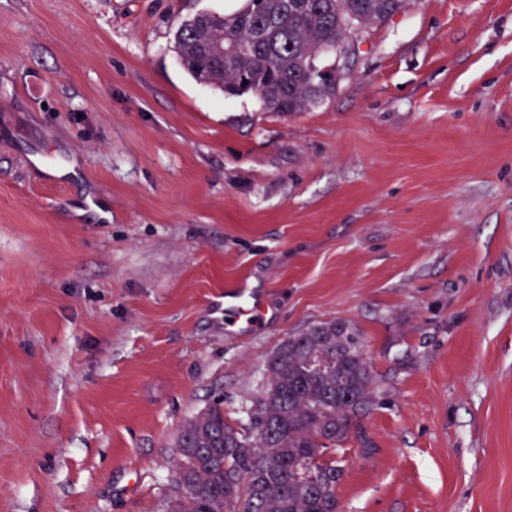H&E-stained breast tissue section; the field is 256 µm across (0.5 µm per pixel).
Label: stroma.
I'll return each instance as SVG.
<instances>
[{"instance_id": "stroma-1", "label": "stroma", "mask_w": 512, "mask_h": 512, "mask_svg": "<svg viewBox=\"0 0 512 512\" xmlns=\"http://www.w3.org/2000/svg\"><path fill=\"white\" fill-rule=\"evenodd\" d=\"M244 4L0 0V512H164L185 423L333 320L342 512H512V0H418L290 114L175 52Z\"/></svg>"}]
</instances>
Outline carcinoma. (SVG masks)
I'll return each mask as SVG.
<instances>
[{
    "instance_id": "carcinoma-1",
    "label": "carcinoma",
    "mask_w": 512,
    "mask_h": 512,
    "mask_svg": "<svg viewBox=\"0 0 512 512\" xmlns=\"http://www.w3.org/2000/svg\"><path fill=\"white\" fill-rule=\"evenodd\" d=\"M412 0H246L225 22L201 12L175 31V50L199 83L256 92L268 112H304L336 90V70L318 57L354 27L407 10ZM257 28L268 38L251 54L218 63L207 43L228 47ZM373 378L355 324L336 320L290 336L269 356L262 390L244 407L246 426L224 419L217 401L176 441L174 495L165 512H339L344 474L336 448L373 405Z\"/></svg>"
}]
</instances>
